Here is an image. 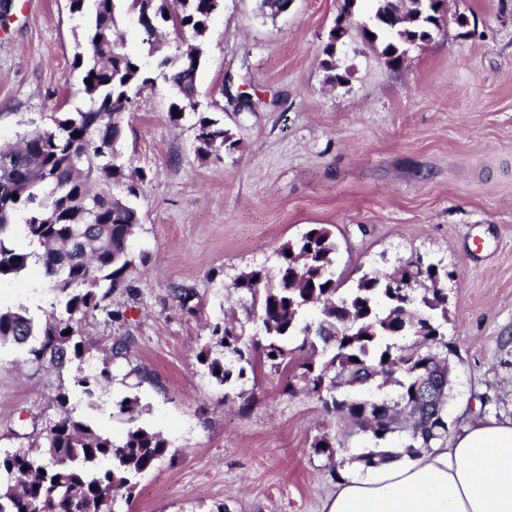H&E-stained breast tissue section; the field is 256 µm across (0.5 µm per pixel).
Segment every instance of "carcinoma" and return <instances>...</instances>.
<instances>
[{
    "label": "carcinoma",
    "mask_w": 512,
    "mask_h": 512,
    "mask_svg": "<svg viewBox=\"0 0 512 512\" xmlns=\"http://www.w3.org/2000/svg\"><path fill=\"white\" fill-rule=\"evenodd\" d=\"M117 0H70L71 10L86 19V53L75 64L83 69L89 96L85 111L51 108V123L24 129L15 144L0 146V279L30 265L43 269L60 309L35 321L25 309L0 310V342L25 349L27 361L61 369L76 365L73 389L94 405L112 382V364L130 361L132 338L123 336L103 350L102 366L85 368L90 344L79 323L94 312L110 322L124 319L107 299L115 291L135 296L128 272L147 257L135 258L129 239L140 225L135 204L142 173L122 160L124 114L131 92L154 82L143 59L128 50L118 28ZM147 45V56L173 90L171 107L196 110L197 74L203 38L220 0H127ZM372 23L352 15L353 0H343L342 30H331L324 52L329 82L341 84L332 57L338 41L356 28L373 44L384 38L382 55L392 69L402 66L407 45L431 37L439 10L435 0H377ZM192 32L193 42L169 55L160 29ZM197 151L203 158L234 146L219 121L199 115ZM79 136H73V133ZM26 214L23 232L31 245L16 241L15 217ZM339 251L327 225H316L275 250L272 265L254 266L230 278L228 288L250 302L246 319L226 317L209 324L206 345L197 354L210 378L244 396L247 381L275 374L282 391H305L332 416L351 422L354 446L336 433L314 442L333 466L345 459L375 467L413 458L448 439L444 407L452 390L448 343L446 284L453 273L444 265L420 266L401 259L388 271L374 270L347 288L336 274ZM182 310L196 309L190 288L171 289ZM318 309L310 319L307 312ZM70 334H65V331ZM69 391L55 395V415L32 425L35 444L0 454V512H113L119 498L130 500L137 479L170 451L160 433L138 423L139 398L116 404L129 427L119 441L69 410Z\"/></svg>",
    "instance_id": "1"
}]
</instances>
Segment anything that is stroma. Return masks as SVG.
<instances>
[{"mask_svg": "<svg viewBox=\"0 0 512 512\" xmlns=\"http://www.w3.org/2000/svg\"><path fill=\"white\" fill-rule=\"evenodd\" d=\"M341 3L293 0L269 19L258 0H223L208 21L197 112L172 121L175 97L160 78L133 96L122 156L147 177L129 248L149 263L130 274L136 297L112 295L124 321L96 313L81 324L96 345L87 365L122 336L132 360L113 364L95 404L74 391L70 407L117 439L129 424L112 405L137 396L140 423L171 452L115 512H322L338 479L363 475L349 460L331 470L314 450L339 425L315 398L282 394L274 375L253 399L228 398L197 360L206 322L230 308L246 314L225 282L315 224L332 225L336 269L353 281L415 253L443 261L454 273L445 330L457 350L448 432L512 417V0H445L440 31L409 46L396 70L381 44L351 34L335 51L348 80L334 85L324 47ZM84 37L69 0H12L0 21V145L20 124L45 126L51 101L85 108L74 65ZM230 91L249 93L252 110H234ZM201 111L232 133L234 150L201 158ZM175 286L196 291V312L177 306ZM48 292L33 266L0 280V308L42 321L50 306L28 298ZM133 364L146 380L129 375ZM70 375L0 343V453L22 447L24 421L53 416Z\"/></svg>", "mask_w": 512, "mask_h": 512, "instance_id": "1", "label": "stroma"}]
</instances>
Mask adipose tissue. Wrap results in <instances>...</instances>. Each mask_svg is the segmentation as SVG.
<instances>
[{"label": "adipose tissue", "mask_w": 512, "mask_h": 512, "mask_svg": "<svg viewBox=\"0 0 512 512\" xmlns=\"http://www.w3.org/2000/svg\"><path fill=\"white\" fill-rule=\"evenodd\" d=\"M323 512H512V419L477 420L451 443L343 480Z\"/></svg>", "instance_id": "1"}]
</instances>
